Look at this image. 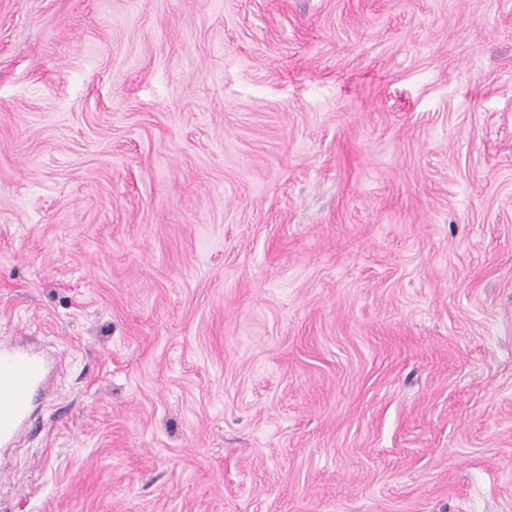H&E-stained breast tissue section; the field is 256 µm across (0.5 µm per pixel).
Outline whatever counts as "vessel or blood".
Wrapping results in <instances>:
<instances>
[{"instance_id":"1","label":"vessel or blood","mask_w":512,"mask_h":512,"mask_svg":"<svg viewBox=\"0 0 512 512\" xmlns=\"http://www.w3.org/2000/svg\"><path fill=\"white\" fill-rule=\"evenodd\" d=\"M42 362L18 347L12 339L0 338V445L15 444L30 417L32 393L41 383Z\"/></svg>"}]
</instances>
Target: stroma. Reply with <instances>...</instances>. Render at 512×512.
Masks as SVG:
<instances>
[{
  "mask_svg": "<svg viewBox=\"0 0 512 512\" xmlns=\"http://www.w3.org/2000/svg\"><path fill=\"white\" fill-rule=\"evenodd\" d=\"M8 512H512V0H0ZM38 356L0 338V445L15 444L31 417L33 390L43 370Z\"/></svg>",
  "mask_w": 512,
  "mask_h": 512,
  "instance_id": "1",
  "label": "stroma"
}]
</instances>
